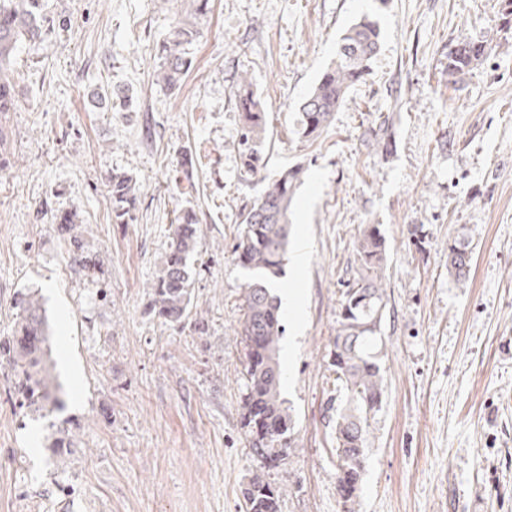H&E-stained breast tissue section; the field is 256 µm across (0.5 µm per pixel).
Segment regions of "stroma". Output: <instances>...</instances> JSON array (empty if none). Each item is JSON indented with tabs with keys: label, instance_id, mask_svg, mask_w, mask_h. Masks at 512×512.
Masks as SVG:
<instances>
[{
	"label": "stroma",
	"instance_id": "obj_1",
	"mask_svg": "<svg viewBox=\"0 0 512 512\" xmlns=\"http://www.w3.org/2000/svg\"><path fill=\"white\" fill-rule=\"evenodd\" d=\"M512 0H214L181 87L155 80L154 47L184 0H46L41 41L10 71L21 108L0 118V334L11 301L39 290L65 407H15L0 369V512H243L257 467L242 429V206L300 165L281 291L284 394L295 454L269 471L282 512H342L327 402L328 348L357 268L355 234L377 225L387 249L382 328L386 389L371 422L355 512H512ZM377 21L381 49L321 137L298 108L335 59L345 30ZM484 60L449 76L457 39ZM264 105L260 177H240L236 84ZM123 87L128 112L92 95ZM385 129L388 148L376 141ZM193 169L184 173L182 156ZM132 173L135 219L111 221L107 178ZM193 209L192 263L203 331L159 323L148 292L175 211ZM73 212L109 295L69 256L57 215ZM424 247H416V237ZM468 242L471 270L448 272ZM77 449L55 466L60 424Z\"/></svg>",
	"mask_w": 512,
	"mask_h": 512
}]
</instances>
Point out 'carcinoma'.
<instances>
[{
    "label": "carcinoma",
    "mask_w": 512,
    "mask_h": 512,
    "mask_svg": "<svg viewBox=\"0 0 512 512\" xmlns=\"http://www.w3.org/2000/svg\"><path fill=\"white\" fill-rule=\"evenodd\" d=\"M44 0H0V119L19 108L14 77L6 65L20 44L40 39ZM189 15L175 21L157 44V82L169 90L179 86L191 68L190 48L200 31L194 22L210 10V0H187ZM380 29L367 17L350 25L336 52V61L325 70L300 105L301 130L319 137L328 128L334 112L348 91L368 74L379 48ZM488 54L479 42L462 40L448 53V75L464 72ZM242 111L243 168L249 181L260 170L257 146L265 138V113L252 84L243 75L237 80ZM111 108L123 112L130 107L126 90H110ZM302 169L282 171L264 192L240 213L242 229L236 246L237 264L249 280L241 287V339L243 389L241 419L248 447L258 461L243 484L244 512H281L279 491L267 480L266 470L277 467L294 451L295 427L292 406L283 393L279 342L284 334L280 298L273 283L284 273L290 243L289 212ZM112 223L133 221L137 204L136 179L114 171L108 179ZM61 232L68 236L73 261L87 272H96V260L85 252L76 216L65 212L56 217ZM197 216L183 209L175 218L168 251L151 285L149 312L157 319L182 326L192 315L194 292L191 263L198 247ZM456 259L448 268L459 279L466 277L471 256L468 246H452ZM358 269L341 294L336 336L330 344V366L336 375V397L330 399L328 423L336 443L337 488L353 512L354 494L365 469L370 420L381 409L385 394V367L381 326L388 294L385 282L387 254L380 230L373 224L359 226L356 239ZM15 311L10 333L0 336V366L8 369L19 409L43 414L64 406L63 390L47 363L50 334L40 295L19 291L13 298ZM59 449L56 463L76 447L75 434L61 429L49 444Z\"/></svg>",
    "instance_id": "carcinoma-1"
}]
</instances>
